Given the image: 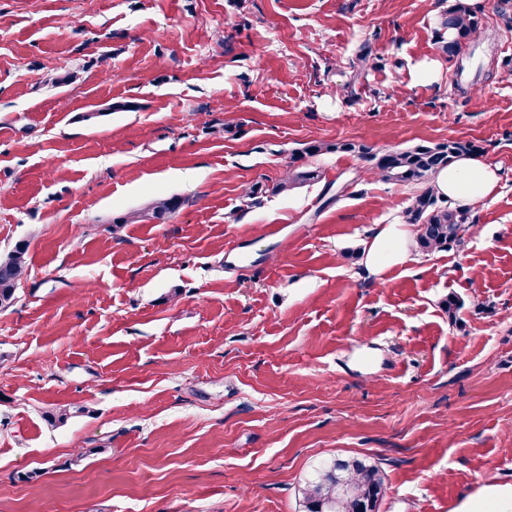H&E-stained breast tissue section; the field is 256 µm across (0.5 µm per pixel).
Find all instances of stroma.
I'll return each instance as SVG.
<instances>
[{
	"label": "stroma",
	"instance_id": "stroma-1",
	"mask_svg": "<svg viewBox=\"0 0 512 512\" xmlns=\"http://www.w3.org/2000/svg\"><path fill=\"white\" fill-rule=\"evenodd\" d=\"M453 2L0 0V256L29 244L0 310V512H304L312 465L353 456L379 512L512 490V0H478L454 57ZM364 50L384 65L356 84ZM451 139L498 191L461 244L378 274L367 245L418 185L333 151L242 202L314 141ZM481 12L470 5L456 4L442 15L439 37L443 49L448 52L461 46L462 43L476 42L481 31ZM444 31V32H442ZM448 32V41L444 34ZM292 161V165L288 166L286 175L271 188H263L262 185L252 184L244 189L243 202L246 207H252L260 204V198L264 194L270 192L273 195L287 193L296 183H311L318 181L321 177L320 171L316 168L309 167L307 164H296ZM182 203L183 201L175 196L155 200L142 217L163 224L181 207Z\"/></svg>",
	"mask_w": 512,
	"mask_h": 512
}]
</instances>
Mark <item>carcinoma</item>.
Wrapping results in <instances>:
<instances>
[{"mask_svg": "<svg viewBox=\"0 0 512 512\" xmlns=\"http://www.w3.org/2000/svg\"><path fill=\"white\" fill-rule=\"evenodd\" d=\"M481 35V12L466 4H456L442 15L439 37H448L443 49L450 51L466 42H475ZM378 62L366 53L353 63L354 80L367 76ZM331 150L353 152L366 162V172L385 180L422 185L402 212L404 223L416 226L419 251L432 253L446 250L460 241V233L470 223L467 207L455 205L439 195L434 177L456 159L474 153L478 147L469 142L449 140L444 143L418 144L407 149L375 151L363 144L351 142L325 144L313 142L305 154L316 156ZM320 171L306 164L288 166L286 175L271 188L252 184L244 189L246 207L260 203L266 193H286L296 183L319 180ZM182 205L178 197L158 199L148 208L144 218L165 223ZM28 244L22 242L0 258V308L12 306L17 289L26 274ZM384 478L375 463L366 458H334L317 461L302 489L306 512H377L385 495Z\"/></svg>", "mask_w": 512, "mask_h": 512, "instance_id": "cac0c4a2", "label": "carcinoma"}]
</instances>
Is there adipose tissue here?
<instances>
[{"label":"adipose tissue","instance_id":"adipose-tissue-1","mask_svg":"<svg viewBox=\"0 0 512 512\" xmlns=\"http://www.w3.org/2000/svg\"><path fill=\"white\" fill-rule=\"evenodd\" d=\"M434 183L445 197L458 202H471L488 198L497 189L499 169L479 158L463 156L440 171ZM409 240L407 231L398 224H386L379 228L366 250V267L377 273L399 265L406 259Z\"/></svg>","mask_w":512,"mask_h":512}]
</instances>
